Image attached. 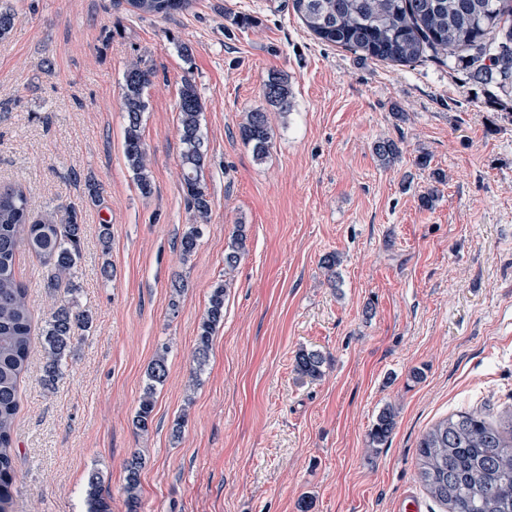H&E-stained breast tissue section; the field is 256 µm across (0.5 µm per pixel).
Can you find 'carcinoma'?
Instances as JSON below:
<instances>
[{
	"mask_svg": "<svg viewBox=\"0 0 512 512\" xmlns=\"http://www.w3.org/2000/svg\"><path fill=\"white\" fill-rule=\"evenodd\" d=\"M129 5L139 14L166 18L186 10L190 0H129ZM293 7L307 29L327 43L400 64L413 62L428 50L437 57L465 53L472 78L497 80L501 88H512V0H293ZM17 21L9 0H0V40L7 38ZM152 75L142 61H135L124 72L122 84L124 156L144 196L152 193L142 136ZM263 95L278 111L291 109L285 78L270 76ZM177 110L182 191L196 220L180 237L179 251L186 260L196 252L200 225L207 223L211 213L204 182L207 148L201 123L203 103L188 79L180 91ZM239 133L257 160L267 157L274 136L268 112L261 108L245 112ZM374 153L382 163L389 164L398 155V147L393 140L382 139L375 143ZM82 234L76 211H70L65 224L56 223L50 216L34 219L21 188L0 190V512L8 509L12 500L15 421L34 323L29 288L16 276V258L23 247L33 250L51 268L47 287L70 288L69 275L80 258ZM245 248V225L239 224L224 248V272L237 268ZM225 292L226 284L221 282L211 289L193 351L194 383L206 365L216 329L224 322ZM91 323L89 313L74 311L67 300L52 308L42 329L47 354L45 385L55 384L76 332ZM325 363L321 352L302 349L295 355L294 370L303 378L316 380L323 375ZM167 376L166 355L159 353L147 369L146 384L132 419L136 431H149L157 391ZM394 426L392 410H383L370 429V444H384ZM418 460L420 481L450 512H512V414L499 423L477 411L453 414L422 435ZM141 468L142 457L133 456L127 465L125 484L129 512H137L139 507ZM86 502L87 512H109L95 473L88 480Z\"/></svg>",
	"mask_w": 512,
	"mask_h": 512,
	"instance_id": "cac0c4a2",
	"label": "carcinoma"
}]
</instances>
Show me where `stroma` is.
Returning a JSON list of instances; mask_svg holds the SVG:
<instances>
[{"label":"stroma","instance_id":"35a3bbf8","mask_svg":"<svg viewBox=\"0 0 512 512\" xmlns=\"http://www.w3.org/2000/svg\"><path fill=\"white\" fill-rule=\"evenodd\" d=\"M11 2L0 188L21 187L34 217L63 224L74 210L83 226L73 292L47 288L32 251L16 273L35 329L62 296L93 317L54 387L33 348L12 512H86L94 473L110 512H128L136 454L139 512H298L304 498L311 512H395L408 494L422 512H448L418 477L423 433L460 411L491 421L512 411V93L474 81L454 57L397 64L322 42L292 0H192L166 19L128 0ZM139 58L154 72L147 197L123 151V74ZM273 74L287 78L292 108L271 110L259 162L239 126L265 107ZM187 79L204 104L211 214L185 261L177 242L195 218L176 103ZM383 138L400 148L388 165L373 152ZM239 224L246 251L228 279L224 248ZM224 280V321L194 379L198 326ZM302 349L326 357L320 379L295 372ZM160 352L168 377L142 434L132 419ZM387 408L393 433L371 446ZM142 457L134 455L127 465V476L125 493L129 512H137L139 507L140 470L142 468Z\"/></svg>","mask_w":512,"mask_h":512}]
</instances>
